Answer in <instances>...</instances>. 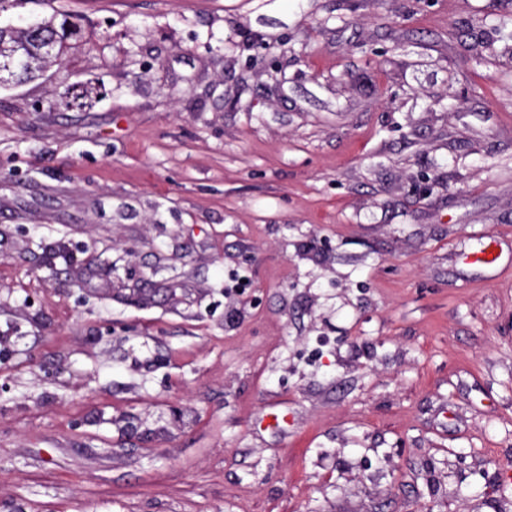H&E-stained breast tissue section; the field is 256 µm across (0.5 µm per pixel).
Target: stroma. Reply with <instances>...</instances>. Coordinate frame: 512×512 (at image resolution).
<instances>
[{"label": "stroma", "instance_id": "obj_1", "mask_svg": "<svg viewBox=\"0 0 512 512\" xmlns=\"http://www.w3.org/2000/svg\"><path fill=\"white\" fill-rule=\"evenodd\" d=\"M54 13L0 89V512H512V0L0 25ZM59 15L63 16L61 21H58ZM35 23L36 27L33 29L24 26L16 27L12 30L6 39L0 43V55L12 51L15 45L27 44L31 47H35L39 44L37 59L40 61L49 60L56 49L55 56L46 64L61 63L63 56L69 49L86 42L81 28L76 23H70L66 15H53L49 19H41ZM44 40L53 41L55 49L49 42L40 44ZM40 61L36 62L35 69L32 73L33 76L38 74L40 66L42 65ZM30 47L16 61V68L9 59L1 60L0 80L17 81L23 79V75L32 69L34 60L30 56Z\"/></svg>", "mask_w": 512, "mask_h": 512}]
</instances>
